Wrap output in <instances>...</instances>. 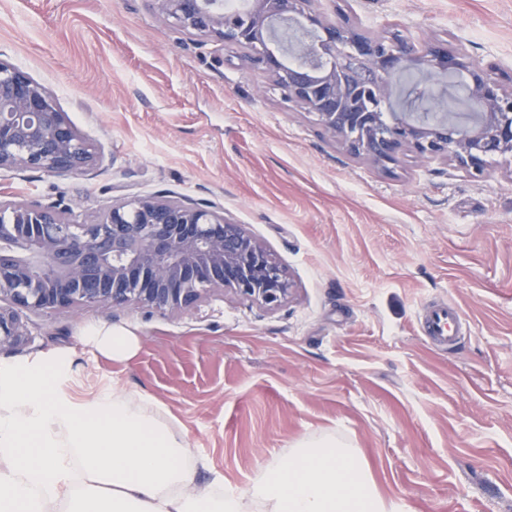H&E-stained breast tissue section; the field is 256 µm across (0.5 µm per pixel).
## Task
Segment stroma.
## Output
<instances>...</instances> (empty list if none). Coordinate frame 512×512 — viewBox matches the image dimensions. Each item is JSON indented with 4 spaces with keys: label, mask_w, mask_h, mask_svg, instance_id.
I'll return each instance as SVG.
<instances>
[{
    "label": "stroma",
    "mask_w": 512,
    "mask_h": 512,
    "mask_svg": "<svg viewBox=\"0 0 512 512\" xmlns=\"http://www.w3.org/2000/svg\"><path fill=\"white\" fill-rule=\"evenodd\" d=\"M362 30L443 38L512 77V0H338ZM0 60L56 96L102 161L56 176L0 172V197L80 220L134 194L209 202L288 270L275 310L214 292L175 314L81 306L20 318L22 364L78 352L61 383L119 380L163 403L196 451L198 484L245 487L302 438L357 448L404 512H512V163L475 179L415 155L380 169L312 115L145 0H0ZM465 318L450 349L419 331L429 301ZM140 338L117 364L81 354L88 324Z\"/></svg>",
    "instance_id": "35a3bbf8"
}]
</instances>
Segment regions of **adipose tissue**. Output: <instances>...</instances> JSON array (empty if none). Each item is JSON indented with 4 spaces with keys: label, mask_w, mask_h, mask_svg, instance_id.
<instances>
[{
    "label": "adipose tissue",
    "mask_w": 512,
    "mask_h": 512,
    "mask_svg": "<svg viewBox=\"0 0 512 512\" xmlns=\"http://www.w3.org/2000/svg\"><path fill=\"white\" fill-rule=\"evenodd\" d=\"M79 343L117 363L140 349L98 324ZM73 365L61 350L0 365V512H398L357 449L333 439H300L244 489L195 486L193 450L158 401L116 383L90 399L45 390Z\"/></svg>",
    "instance_id": "ef3b65f1"
}]
</instances>
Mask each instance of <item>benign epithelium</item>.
<instances>
[{
    "label": "benign epithelium",
    "mask_w": 512,
    "mask_h": 512,
    "mask_svg": "<svg viewBox=\"0 0 512 512\" xmlns=\"http://www.w3.org/2000/svg\"><path fill=\"white\" fill-rule=\"evenodd\" d=\"M145 2L190 36L248 49V66L354 158L386 168L410 152L473 177L488 175L496 157L512 161V79L493 78L446 40L414 44L396 31L368 33L336 8L313 7L316 0H249L242 20L224 12V0ZM409 70L466 74L473 124L388 112L393 82ZM96 162L54 94L0 61V170L69 174ZM226 290L273 310L291 296L293 282L263 243L211 204L137 195L72 222L52 207L0 200V350L26 340L19 309L171 313Z\"/></svg>",
    "instance_id": "1"
}]
</instances>
